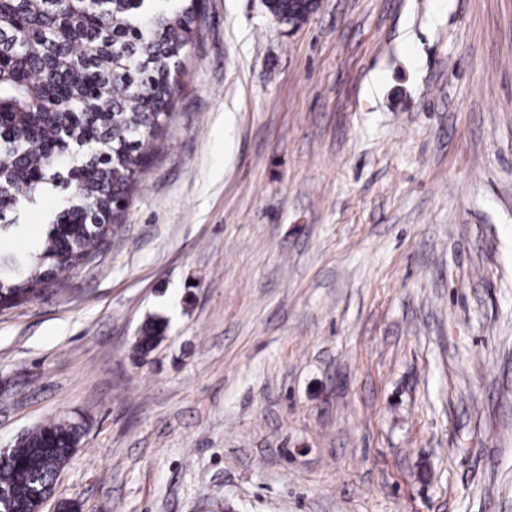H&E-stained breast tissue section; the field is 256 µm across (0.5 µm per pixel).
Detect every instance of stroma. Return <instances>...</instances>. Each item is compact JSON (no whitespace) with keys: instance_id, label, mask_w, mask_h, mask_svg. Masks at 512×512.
<instances>
[{"instance_id":"obj_1","label":"stroma","mask_w":512,"mask_h":512,"mask_svg":"<svg viewBox=\"0 0 512 512\" xmlns=\"http://www.w3.org/2000/svg\"><path fill=\"white\" fill-rule=\"evenodd\" d=\"M63 416L41 512H512V0H206L111 246L0 308V448ZM267 4L274 16L286 19L288 17L296 18L317 7L315 0H270ZM166 323L161 318L146 321L136 341V349L140 355H146L162 340Z\"/></svg>"}]
</instances>
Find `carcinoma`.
Segmentation results:
<instances>
[{
  "label": "carcinoma",
  "mask_w": 512,
  "mask_h": 512,
  "mask_svg": "<svg viewBox=\"0 0 512 512\" xmlns=\"http://www.w3.org/2000/svg\"><path fill=\"white\" fill-rule=\"evenodd\" d=\"M205 0H0V26L18 37L0 49V243L17 211L50 188L66 206L37 248H0V305L31 302L86 266L112 239L165 134ZM316 0H268L296 18ZM166 323H144L146 355ZM84 424L53 418L0 452V493L12 512H38Z\"/></svg>",
  "instance_id": "cac0c4a2"
}]
</instances>
